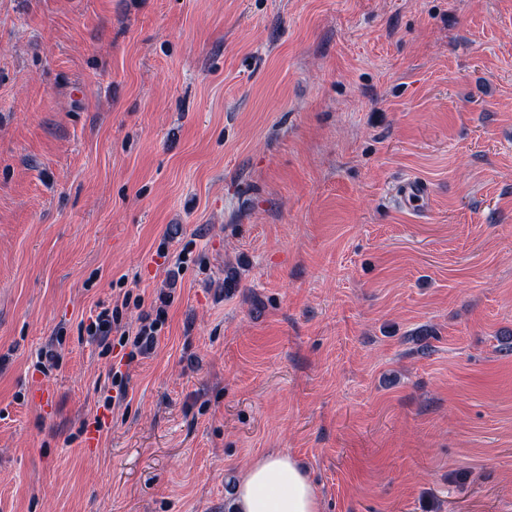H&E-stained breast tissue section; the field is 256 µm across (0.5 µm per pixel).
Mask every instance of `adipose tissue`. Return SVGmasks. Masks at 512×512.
<instances>
[{
    "label": "adipose tissue",
    "mask_w": 512,
    "mask_h": 512,
    "mask_svg": "<svg viewBox=\"0 0 512 512\" xmlns=\"http://www.w3.org/2000/svg\"><path fill=\"white\" fill-rule=\"evenodd\" d=\"M233 512H322V503L295 460L272 452L254 460L243 473Z\"/></svg>",
    "instance_id": "ef3b65f1"
}]
</instances>
